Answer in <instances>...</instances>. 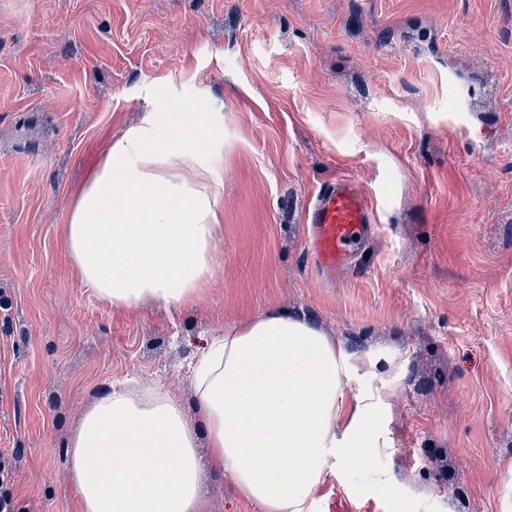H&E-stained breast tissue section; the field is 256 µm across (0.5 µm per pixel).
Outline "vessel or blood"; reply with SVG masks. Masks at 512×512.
<instances>
[{"mask_svg": "<svg viewBox=\"0 0 512 512\" xmlns=\"http://www.w3.org/2000/svg\"><path fill=\"white\" fill-rule=\"evenodd\" d=\"M308 244L315 270L333 276L352 268L356 246L372 234V202L359 182L339 177L329 182L309 206Z\"/></svg>", "mask_w": 512, "mask_h": 512, "instance_id": "obj_1", "label": "vessel or blood"}]
</instances>
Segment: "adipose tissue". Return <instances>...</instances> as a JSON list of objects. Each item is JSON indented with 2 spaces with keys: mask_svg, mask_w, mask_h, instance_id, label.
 <instances>
[{
  "mask_svg": "<svg viewBox=\"0 0 512 512\" xmlns=\"http://www.w3.org/2000/svg\"><path fill=\"white\" fill-rule=\"evenodd\" d=\"M110 143L74 193L65 250L82 287L112 306L194 299L219 263L224 115L173 101ZM348 354L307 317L270 311L227 328L195 363L198 422L158 391L110 389L69 444L78 512H201V473L228 474L261 512H314L326 474L370 469L380 418L346 398ZM207 437L199 456L198 437Z\"/></svg>",
  "mask_w": 512,
  "mask_h": 512,
  "instance_id": "obj_1",
  "label": "adipose tissue"
}]
</instances>
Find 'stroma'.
Returning <instances> with one entry per match:
<instances>
[{
  "label": "stroma",
  "instance_id": "1",
  "mask_svg": "<svg viewBox=\"0 0 512 512\" xmlns=\"http://www.w3.org/2000/svg\"><path fill=\"white\" fill-rule=\"evenodd\" d=\"M172 99L224 114L219 265L129 310L82 288L64 215L109 142ZM357 179L376 228L315 274L304 213ZM309 317L380 416L367 472L316 495L512 512V0H0V453L15 512H76L68 451L114 386L196 419L190 365L226 327ZM202 512H260L207 472Z\"/></svg>",
  "mask_w": 512,
  "mask_h": 512
}]
</instances>
